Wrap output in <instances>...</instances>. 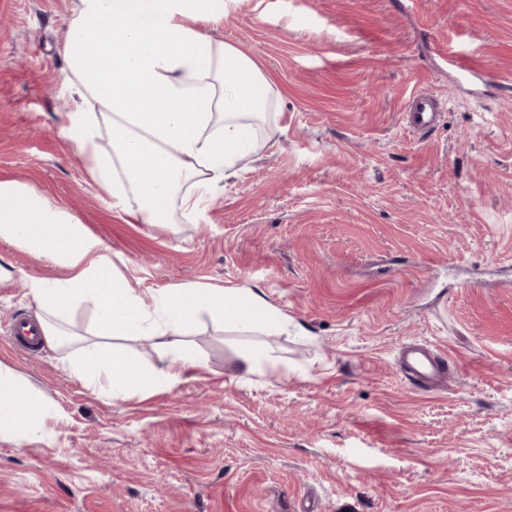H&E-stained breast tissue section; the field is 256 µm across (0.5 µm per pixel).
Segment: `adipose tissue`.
Returning <instances> with one entry per match:
<instances>
[{"label":"adipose tissue","mask_w":512,"mask_h":512,"mask_svg":"<svg viewBox=\"0 0 512 512\" xmlns=\"http://www.w3.org/2000/svg\"><path fill=\"white\" fill-rule=\"evenodd\" d=\"M223 23L224 0H73L61 55L62 84L75 101L63 131L113 211L136 223L191 221L258 145L273 87L249 55L214 36ZM0 240L69 269L63 279L31 281L29 294L43 340L75 344L70 370L97 396L170 388L200 367L184 336L201 314L267 336L288 328L287 314L251 288L185 282L145 305L72 213L12 181H0ZM79 304L96 315L88 337L63 328ZM127 338L155 346L157 361L144 366L117 351L115 341ZM55 413L39 390L0 366V438H35Z\"/></svg>","instance_id":"1"}]
</instances>
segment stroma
<instances>
[{
	"label": "stroma",
	"instance_id": "35a3bbf8",
	"mask_svg": "<svg viewBox=\"0 0 512 512\" xmlns=\"http://www.w3.org/2000/svg\"><path fill=\"white\" fill-rule=\"evenodd\" d=\"M71 0H0V181L53 199L144 302L184 282L259 289L288 334L204 315L203 365L109 401L73 346L18 348L35 279L0 240V365L58 409L0 439V512H512V0H224V41L277 90L259 147L193 221L130 224L61 132ZM472 58L479 79L449 60ZM427 91L429 132L404 106ZM456 366L411 387L405 345ZM267 353L248 372L241 355ZM406 112L410 127L416 131H423L438 126L442 107L432 94L419 93L410 99Z\"/></svg>",
	"mask_w": 512,
	"mask_h": 512
}]
</instances>
